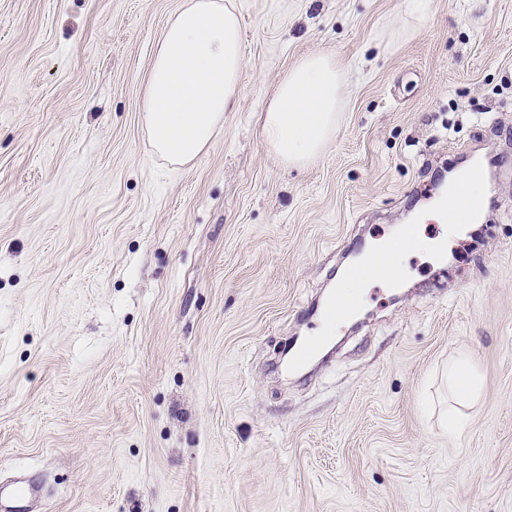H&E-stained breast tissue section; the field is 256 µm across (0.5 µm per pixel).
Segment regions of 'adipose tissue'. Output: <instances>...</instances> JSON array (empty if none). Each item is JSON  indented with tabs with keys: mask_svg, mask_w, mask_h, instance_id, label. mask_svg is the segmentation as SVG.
Wrapping results in <instances>:
<instances>
[{
	"mask_svg": "<svg viewBox=\"0 0 512 512\" xmlns=\"http://www.w3.org/2000/svg\"><path fill=\"white\" fill-rule=\"evenodd\" d=\"M239 21L224 0H185L158 43L146 86L144 127L154 150L172 165L193 162L224 125L240 89ZM344 73L326 53L302 58L281 79L262 116L267 144L287 166L316 160L339 122ZM448 430L467 426L464 406L483 390L480 369L465 356L448 365Z\"/></svg>",
	"mask_w": 512,
	"mask_h": 512,
	"instance_id": "ef3b65f1",
	"label": "adipose tissue"
}]
</instances>
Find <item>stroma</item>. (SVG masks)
<instances>
[{
	"label": "stroma",
	"mask_w": 512,
	"mask_h": 512,
	"mask_svg": "<svg viewBox=\"0 0 512 512\" xmlns=\"http://www.w3.org/2000/svg\"><path fill=\"white\" fill-rule=\"evenodd\" d=\"M243 69L191 164L142 126L154 50L183 0H0V483L33 512H512V0H226ZM348 94L306 168L261 114L299 59ZM492 160L460 250L428 222ZM440 242L374 282L326 362L332 269L399 226ZM484 375L448 434L450 359ZM358 299L353 295H339L338 299L329 301L320 311V321L324 334L310 336L296 349L293 357L295 364L305 363L315 351L326 341L337 322L348 318L356 309Z\"/></svg>",
	"instance_id": "stroma-1"
}]
</instances>
